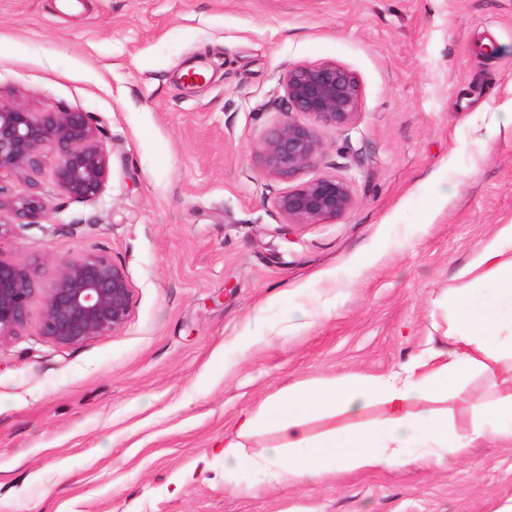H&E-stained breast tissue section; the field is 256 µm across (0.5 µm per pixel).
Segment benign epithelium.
Returning a JSON list of instances; mask_svg holds the SVG:
<instances>
[{"label": "benign epithelium", "mask_w": 512, "mask_h": 512, "mask_svg": "<svg viewBox=\"0 0 512 512\" xmlns=\"http://www.w3.org/2000/svg\"><path fill=\"white\" fill-rule=\"evenodd\" d=\"M283 82L288 112L266 137L261 159L267 172L289 178L322 151L315 133L294 114L345 127L358 113L361 87L351 71L334 62L293 65ZM107 141V128L92 112L67 107L32 112L21 102L0 101V174L17 175L28 183L26 193L18 196L0 185V212H7L15 224L45 223L53 205L38 176L48 167L62 200L96 201L110 173ZM276 205L288 223L313 224L347 215L355 198L347 179L322 176L288 188ZM39 293L43 309L36 333L57 346L120 331L133 299L123 266L106 253L65 261L46 288L32 264L0 254V340L27 327Z\"/></svg>", "instance_id": "benign-epithelium-1"}]
</instances>
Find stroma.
Segmentation results:
<instances>
[{
  "label": "stroma",
  "mask_w": 512,
  "mask_h": 512,
  "mask_svg": "<svg viewBox=\"0 0 512 512\" xmlns=\"http://www.w3.org/2000/svg\"><path fill=\"white\" fill-rule=\"evenodd\" d=\"M495 54L480 51L482 43ZM353 72V122L293 179L261 162L295 64ZM0 98L96 113L91 203L11 225L0 252L51 278L106 251L133 288L120 331L0 340V512H497L512 445L314 484L224 489L238 412L299 383L386 375L448 329L457 269L512 224V0H0ZM350 180L345 217L292 224V184Z\"/></svg>",
  "instance_id": "stroma-1"
}]
</instances>
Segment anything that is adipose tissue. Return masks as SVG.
Instances as JSON below:
<instances>
[{
    "label": "adipose tissue",
    "mask_w": 512,
    "mask_h": 512,
    "mask_svg": "<svg viewBox=\"0 0 512 512\" xmlns=\"http://www.w3.org/2000/svg\"><path fill=\"white\" fill-rule=\"evenodd\" d=\"M457 277L463 285L449 289L445 301L447 345L430 348L427 357L413 358L398 372L323 379L273 393L257 408L242 411L224 433L225 489L238 491L243 471L254 474L258 487L292 486L345 471L392 468L412 448L424 449L431 463L443 467L480 440L512 444V224L502 225ZM486 283L494 284V294H482ZM479 370L501 378L494 403L465 394L468 379ZM462 396L473 415L466 429L455 427L439 407ZM377 403L387 409L380 421L315 435L307 428L311 419L355 417ZM266 426L276 440L260 453H248L246 439Z\"/></svg>",
    "instance_id": "obj_1"
}]
</instances>
